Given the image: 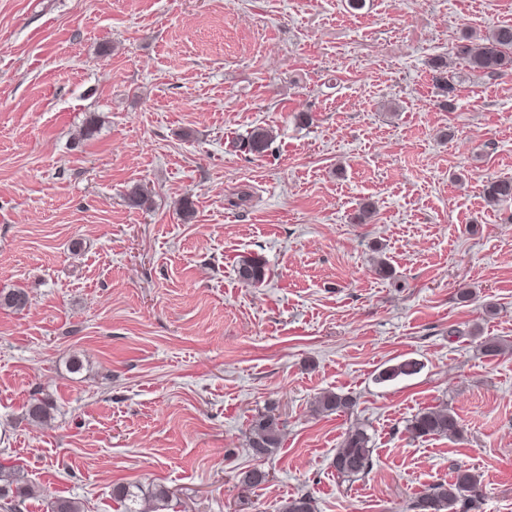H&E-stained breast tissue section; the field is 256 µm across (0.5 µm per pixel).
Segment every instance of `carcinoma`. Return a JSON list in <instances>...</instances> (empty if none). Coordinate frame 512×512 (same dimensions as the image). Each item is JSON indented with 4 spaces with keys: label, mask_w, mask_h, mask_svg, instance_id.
Instances as JSON below:
<instances>
[{
    "label": "carcinoma",
    "mask_w": 512,
    "mask_h": 512,
    "mask_svg": "<svg viewBox=\"0 0 512 512\" xmlns=\"http://www.w3.org/2000/svg\"><path fill=\"white\" fill-rule=\"evenodd\" d=\"M456 57L473 70L490 76L512 75V26L492 28L477 42L457 47ZM434 80L446 94L452 92L448 82V63L434 62ZM272 142V130L257 126L240 143V147L253 154L266 152ZM488 201L496 203L512 199V179H497L486 184ZM239 280L248 286H256L266 279L267 270L258 257L244 258L238 265ZM29 304V296L20 289L0 291V308L22 310ZM482 355L495 358L504 355L508 346L496 337H485L478 344ZM421 369V363L408 359L389 365L378 372L375 381L386 383L399 377L412 376ZM318 410L328 413L349 414L357 406V399L350 394L326 392L316 398ZM51 405L38 398L28 409L29 417L43 422L50 418ZM413 438L448 437L455 439L463 431L458 415L450 408L427 407L415 414L406 427ZM283 433L275 408L254 418L250 424L248 448L253 457L261 460L276 454L282 446ZM373 448L371 437L363 426L350 429L332 459L336 475L343 479H356L368 473L372 466ZM269 473L260 467L242 472L240 484L248 489L259 487L268 481ZM20 473L11 467L0 465V499L10 495L20 498L25 489L20 486ZM114 499L123 506V512H156L168 499V491L162 486L136 489L119 485L112 490ZM480 476L471 468L458 466L454 476L446 483L435 485L412 501V512H474L481 504ZM49 512H84L80 501L57 498L49 503ZM280 512H317L315 501L307 494L288 499Z\"/></svg>",
    "instance_id": "obj_1"
}]
</instances>
